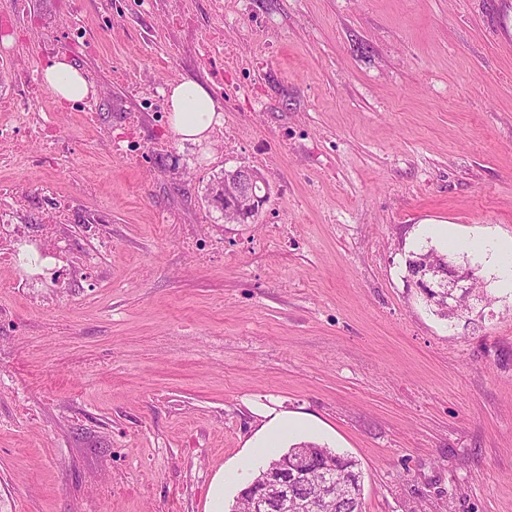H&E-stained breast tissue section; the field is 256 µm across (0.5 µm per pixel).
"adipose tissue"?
<instances>
[{"label":"adipose tissue","mask_w":512,"mask_h":512,"mask_svg":"<svg viewBox=\"0 0 512 512\" xmlns=\"http://www.w3.org/2000/svg\"><path fill=\"white\" fill-rule=\"evenodd\" d=\"M42 81L45 88L63 105L84 100L90 86L81 71L64 60L44 68ZM174 133L185 140H202L214 123L221 119L222 106L211 93L194 80L171 84L167 93ZM476 257L490 268L496 287L512 292V240L488 237L474 245Z\"/></svg>","instance_id":"adipose-tissue-1"}]
</instances>
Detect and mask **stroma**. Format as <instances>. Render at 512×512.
I'll return each mask as SVG.
<instances>
[{
    "instance_id": "stroma-1",
    "label": "stroma",
    "mask_w": 512,
    "mask_h": 512,
    "mask_svg": "<svg viewBox=\"0 0 512 512\" xmlns=\"http://www.w3.org/2000/svg\"><path fill=\"white\" fill-rule=\"evenodd\" d=\"M253 61L227 67L226 52ZM67 53L93 86L41 82ZM224 108L170 125V84ZM52 131L0 168L19 224L105 214L92 281L0 287V512H229L261 428L355 457L365 512H512V294L449 324L409 251L512 238V0H0V114ZM245 167L246 224L208 206ZM45 88L63 106L84 100L90 94V86L81 71L70 62L59 60L42 71ZM168 111L174 133L183 140L200 141L222 118V105L194 80L171 84L167 93ZM221 180H224V183L215 185L213 194L224 196V209H221V204L214 200L212 203L219 207L225 223H248L249 220L254 218L259 209L258 200L261 197L257 193L260 191V186H258V182H260L259 175L255 171L246 168L227 171L223 176L214 179L207 188V192L212 184Z\"/></svg>"
}]
</instances>
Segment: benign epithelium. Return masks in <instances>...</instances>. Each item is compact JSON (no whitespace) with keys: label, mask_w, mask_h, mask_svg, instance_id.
I'll return each instance as SVG.
<instances>
[{"label":"benign epithelium","mask_w":512,"mask_h":512,"mask_svg":"<svg viewBox=\"0 0 512 512\" xmlns=\"http://www.w3.org/2000/svg\"><path fill=\"white\" fill-rule=\"evenodd\" d=\"M259 175L250 169L237 168L224 173V182L214 186V194L224 197V209L221 210L224 222L246 224L258 211L260 191ZM420 281L428 288H448V298L470 287V271L454 270L448 273L438 267L427 266L420 271ZM307 458L305 454L297 457L295 468L290 470L282 465L271 471L269 479L259 486H250L244 494L252 512H288L312 507V498L301 496L298 489L305 477Z\"/></svg>","instance_id":"1"}]
</instances>
